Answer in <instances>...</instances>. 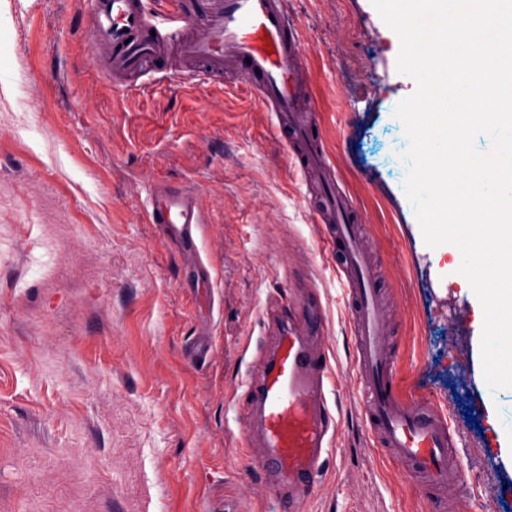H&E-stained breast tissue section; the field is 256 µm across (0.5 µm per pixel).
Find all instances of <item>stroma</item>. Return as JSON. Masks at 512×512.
Instances as JSON below:
<instances>
[{
    "mask_svg": "<svg viewBox=\"0 0 512 512\" xmlns=\"http://www.w3.org/2000/svg\"><path fill=\"white\" fill-rule=\"evenodd\" d=\"M307 99L380 268L407 400L448 419L453 512H512V388L482 372L451 248L434 261L405 194L395 115L416 83L371 0H285ZM86 0H0V512H285L244 462L236 403L271 300L317 292L339 423L304 512H435L362 419L349 295L289 130L240 72L185 63L118 91ZM200 194L193 242L150 223L158 183ZM205 360H192L197 348Z\"/></svg>",
    "mask_w": 512,
    "mask_h": 512,
    "instance_id": "35a3bbf8",
    "label": "stroma"
}]
</instances>
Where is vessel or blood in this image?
Listing matches in <instances>:
<instances>
[{"label": "vessel or blood", "mask_w": 512, "mask_h": 512, "mask_svg": "<svg viewBox=\"0 0 512 512\" xmlns=\"http://www.w3.org/2000/svg\"><path fill=\"white\" fill-rule=\"evenodd\" d=\"M93 19L90 36L115 86L170 57L192 62L213 79L235 69L260 80L261 102L289 113L302 144L300 165L323 166L327 153L313 137L314 118L302 106V60L281 0H176L168 17L156 19L146 0H87ZM329 244L340 254L350 295V328L357 348V375L365 425L382 452L409 464L422 477L427 498L447 512L455 496L456 443L437 409L413 404L398 391L397 372L387 342V326L376 274L349 218L353 203L335 185L322 200ZM150 221L191 235L201 221L199 194L157 185ZM272 343L258 350L253 391L238 422L248 463L268 477L270 491L288 501L290 512L315 491L336 425L326 404L332 382L321 347L324 320L315 293L305 292L295 315L267 313Z\"/></svg>", "instance_id": "b4317fda"}]
</instances>
